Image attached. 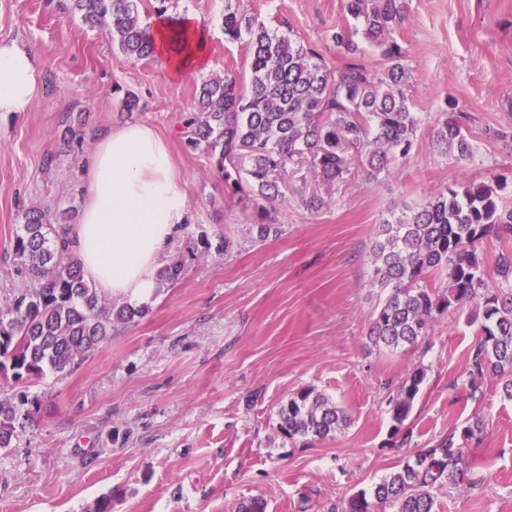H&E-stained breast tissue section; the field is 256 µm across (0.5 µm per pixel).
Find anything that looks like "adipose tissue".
Masks as SVG:
<instances>
[{
    "instance_id": "ef3b65f1",
    "label": "adipose tissue",
    "mask_w": 512,
    "mask_h": 512,
    "mask_svg": "<svg viewBox=\"0 0 512 512\" xmlns=\"http://www.w3.org/2000/svg\"><path fill=\"white\" fill-rule=\"evenodd\" d=\"M179 24L190 46L177 56L168 48L167 21L155 19L150 28L157 56L174 81L210 65L201 19L183 11ZM42 93L36 53L0 36V113L29 111ZM86 171V204L69 231L84 278L109 295L146 302L156 288L158 261L188 216L168 144L151 127L129 122L100 136Z\"/></svg>"
}]
</instances>
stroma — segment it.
<instances>
[{"label": "stroma", "instance_id": "stroma-1", "mask_svg": "<svg viewBox=\"0 0 512 512\" xmlns=\"http://www.w3.org/2000/svg\"><path fill=\"white\" fill-rule=\"evenodd\" d=\"M62 0H0V35L39 56L44 92L27 112L0 114V308L28 282L11 242L31 208L76 223L87 196L81 161L100 134L142 122L167 138L188 197V230L228 253L188 255L178 236L163 258H182L176 283L148 314L119 329L75 372L31 384L41 408L33 426L0 448V512H235L260 496L267 512H331L370 489L419 450L467 420L484 430L466 448L468 482L437 494V512H512V398L500 377L470 392L465 371L477 325L449 309L417 345L376 347L368 332L383 299L372 282V250L383 219L456 182L503 179L512 203V147L491 137L512 104V0H404L394 37L410 72L420 123L410 157L391 175L359 166L339 182L309 159L289 163L273 207L278 235L253 242L251 209L228 196L210 159L178 136L203 79L247 76L246 47L224 38V0H178L207 26L208 69L172 81L157 59L126 57L111 37L85 27ZM271 28H290L330 68L346 57L329 35L355 27L344 0H235ZM139 98L121 109L125 92ZM469 116L474 147L464 163L430 147L448 103ZM82 137L63 142L65 127ZM319 197L320 209L305 198ZM425 372L395 447L388 401L414 370ZM312 386L346 408L349 425L305 446L277 430L281 404Z\"/></svg>", "mask_w": 512, "mask_h": 512}]
</instances>
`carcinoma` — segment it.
Instances as JSON below:
<instances>
[{
  "mask_svg": "<svg viewBox=\"0 0 512 512\" xmlns=\"http://www.w3.org/2000/svg\"><path fill=\"white\" fill-rule=\"evenodd\" d=\"M176 3L154 0L153 15L177 22L171 14ZM66 6L83 25L109 34L126 56H155L150 22L137 0H67ZM345 10L360 28L338 26L331 42L353 57L362 53L363 41L378 48L386 61L382 73L355 60L333 72L292 32L271 30L224 0L225 38L247 37L249 86L242 90L229 70L204 80L179 136L187 149L211 159L229 196L257 211L260 240L279 234L267 204L277 197L278 178L293 157L312 154L322 178L333 183L344 178L353 162L375 178L388 175L415 147L419 117L406 93L410 72L393 38L403 21L402 0H345ZM467 122L464 112H442L432 147L453 152L460 162L469 160L473 148ZM245 146L251 151L243 168L234 161ZM503 189L495 174L456 183L385 220L373 249L372 280L387 294L370 327L371 341L392 351L414 346L448 309L469 307L480 322L466 372L474 392L485 376L512 373V250L502 249L490 270L479 252L491 236L504 244L512 241V206L501 196ZM66 229L32 209L23 214L12 243L20 268L38 287L20 290L0 309V378L12 385L11 393L0 397V448L10 447L39 413L40 399L29 395L26 383L48 372H73L119 327L148 313L142 305L106 301L84 280ZM210 249L206 233L190 237L191 255L206 257ZM439 270L448 271L442 292L427 284V277ZM182 272L180 261L164 267L159 284L173 283ZM489 278L499 287H489ZM424 379V371H413L389 400L395 432L402 433ZM349 422L342 406L305 387L281 406L277 428L290 441L308 443L336 434ZM408 439L402 433L400 442ZM469 470L467 449L450 438L419 451L370 491L343 501L336 512H437L436 492L449 482H463Z\"/></svg>",
  "mask_w": 512,
  "mask_h": 512,
  "instance_id": "cac0c4a2",
  "label": "carcinoma"
}]
</instances>
